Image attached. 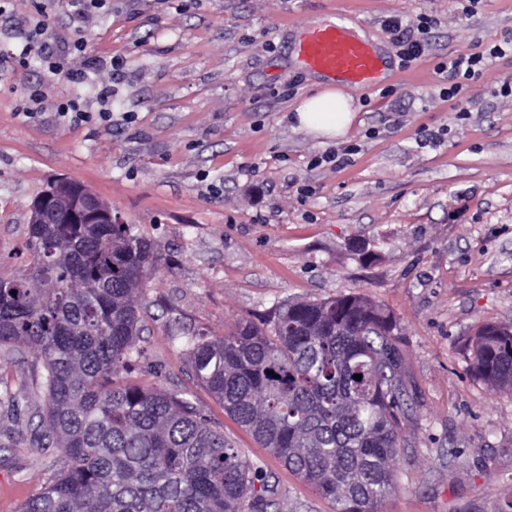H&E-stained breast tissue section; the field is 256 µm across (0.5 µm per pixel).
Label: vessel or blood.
Instances as JSON below:
<instances>
[{
    "mask_svg": "<svg viewBox=\"0 0 512 512\" xmlns=\"http://www.w3.org/2000/svg\"><path fill=\"white\" fill-rule=\"evenodd\" d=\"M296 52L309 71L330 76L354 90L369 87L383 68L376 47L355 37L341 22L309 27Z\"/></svg>",
    "mask_w": 512,
    "mask_h": 512,
    "instance_id": "obj_1",
    "label": "vessel or blood"
}]
</instances>
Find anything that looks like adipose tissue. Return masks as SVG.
<instances>
[{"label":"adipose tissue","mask_w":512,"mask_h":512,"mask_svg":"<svg viewBox=\"0 0 512 512\" xmlns=\"http://www.w3.org/2000/svg\"><path fill=\"white\" fill-rule=\"evenodd\" d=\"M319 86L318 93L302 100L292 120L300 130L334 139L344 135L354 120L351 98L332 79L321 80Z\"/></svg>","instance_id":"1"}]
</instances>
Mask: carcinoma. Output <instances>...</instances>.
I'll return each instance as SVG.
<instances>
[{"mask_svg":"<svg viewBox=\"0 0 512 512\" xmlns=\"http://www.w3.org/2000/svg\"><path fill=\"white\" fill-rule=\"evenodd\" d=\"M25 250L21 276L0 277V349L40 356L45 416L31 437L65 462L22 512H267L262 466L180 394L121 380L144 353L137 298L153 243L131 224L53 219L28 225ZM394 330L389 311L349 293L184 345L193 376L283 467L337 512H381L402 440ZM470 371L512 390V325L477 331Z\"/></svg>","mask_w":512,"mask_h":512,"instance_id":"1","label":"carcinoma"}]
</instances>
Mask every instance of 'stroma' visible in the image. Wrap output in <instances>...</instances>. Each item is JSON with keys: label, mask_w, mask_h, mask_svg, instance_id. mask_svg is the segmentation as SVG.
<instances>
[{"label": "stroma", "mask_w": 512, "mask_h": 512, "mask_svg": "<svg viewBox=\"0 0 512 512\" xmlns=\"http://www.w3.org/2000/svg\"><path fill=\"white\" fill-rule=\"evenodd\" d=\"M38 5L12 0L0 52H19L39 22L56 49L85 37L72 61L85 78L54 76L35 55L0 73V276L23 272L31 203L58 177L151 239L161 259L144 288L145 361L129 379L182 393L261 463L276 489L267 512L336 506L225 413L177 337L215 339L285 300L360 293L393 314L403 359L404 442L382 512H512V390L468 372L478 329L512 325V96L498 94L512 58L487 61L455 104L436 72L448 53L512 34V0L469 12L461 0H112L78 26L68 0ZM339 13L385 69L353 92L345 137L327 140L290 119L317 80L295 46L304 25ZM392 17L434 21L411 67L384 30ZM36 87L44 98L28 119ZM69 99L108 107L111 126L64 120ZM40 369L32 352H0V381L21 394L0 403V512H20L53 475L26 429L42 412Z\"/></svg>", "instance_id": "obj_1"}]
</instances>
